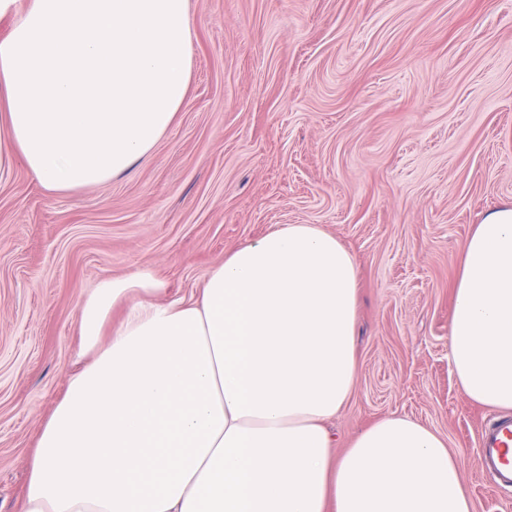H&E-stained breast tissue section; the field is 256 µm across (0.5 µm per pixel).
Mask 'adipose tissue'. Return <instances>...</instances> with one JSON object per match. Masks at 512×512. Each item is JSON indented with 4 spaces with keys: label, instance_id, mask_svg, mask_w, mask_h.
I'll use <instances>...</instances> for the list:
<instances>
[{
    "label": "adipose tissue",
    "instance_id": "ef3b65f1",
    "mask_svg": "<svg viewBox=\"0 0 512 512\" xmlns=\"http://www.w3.org/2000/svg\"><path fill=\"white\" fill-rule=\"evenodd\" d=\"M188 0H0V130L48 190L128 173L190 88ZM354 258L282 224L172 299L152 270L79 302L86 361L45 420L24 512H473L445 439L405 416L336 452L352 391ZM448 357L472 401L512 409V206L458 270Z\"/></svg>",
    "mask_w": 512,
    "mask_h": 512
}]
</instances>
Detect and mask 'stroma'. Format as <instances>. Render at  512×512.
<instances>
[{
	"label": "stroma",
	"mask_w": 512,
	"mask_h": 512,
	"mask_svg": "<svg viewBox=\"0 0 512 512\" xmlns=\"http://www.w3.org/2000/svg\"><path fill=\"white\" fill-rule=\"evenodd\" d=\"M188 23V96L129 173L49 192L0 131V512H23L78 360L80 296L149 267L190 297L281 224L318 225L357 267L337 450L409 417L446 439L473 512H512L479 460L496 409L448 363L466 243L512 205V0H188Z\"/></svg>",
	"instance_id": "obj_1"
}]
</instances>
